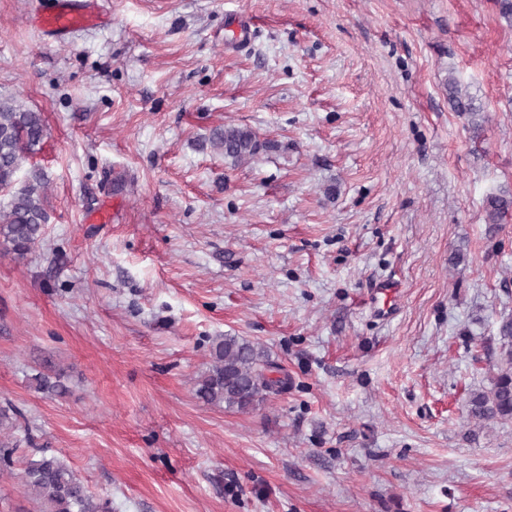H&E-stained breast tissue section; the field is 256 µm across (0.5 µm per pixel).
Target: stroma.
Instances as JSON below:
<instances>
[{
  "instance_id": "obj_1",
  "label": "stroma",
  "mask_w": 512,
  "mask_h": 512,
  "mask_svg": "<svg viewBox=\"0 0 512 512\" xmlns=\"http://www.w3.org/2000/svg\"><path fill=\"white\" fill-rule=\"evenodd\" d=\"M54 7L0 0V95L48 129L18 179L49 198L26 260L0 243V512H37L44 453L109 512H512V422L467 419L512 315L497 0H96L64 36ZM222 125L264 149L232 163ZM224 335L288 391L199 399ZM448 89L450 91V100L453 102L456 111L465 112L468 114L471 128L473 129L474 133L481 131L484 118L480 109L475 107L471 100L463 102L462 94L459 92L456 82H451L448 84ZM209 140L224 158L238 164L251 160L263 146L251 129L232 125L213 129ZM509 208H512V194H509V192L488 197L485 207L488 223L498 224Z\"/></svg>"
}]
</instances>
